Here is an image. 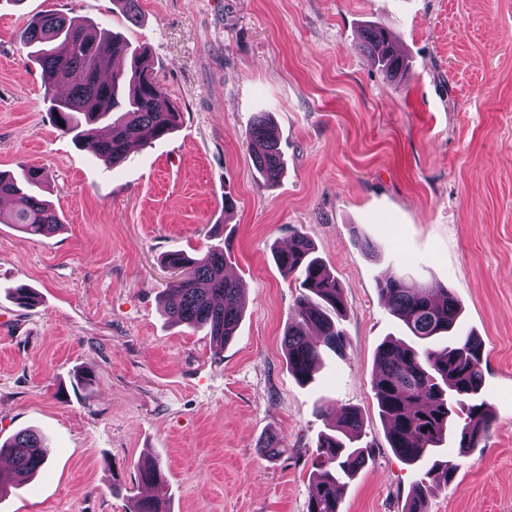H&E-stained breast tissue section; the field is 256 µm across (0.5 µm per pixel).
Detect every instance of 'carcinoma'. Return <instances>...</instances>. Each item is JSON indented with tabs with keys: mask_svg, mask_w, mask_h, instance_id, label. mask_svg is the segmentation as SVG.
I'll use <instances>...</instances> for the list:
<instances>
[{
	"mask_svg": "<svg viewBox=\"0 0 512 512\" xmlns=\"http://www.w3.org/2000/svg\"><path fill=\"white\" fill-rule=\"evenodd\" d=\"M126 21L139 22V0H112ZM21 40L27 57L40 69L46 89L69 84L64 96L51 97L55 128L72 136L76 144L116 167L129 144L143 145L178 129L183 112L159 81L147 52L91 21L57 12L29 21ZM362 50L386 77L407 69L404 55L396 51L389 33L372 28L365 32ZM130 54L127 71L112 69L118 55ZM253 161L262 177L273 183L284 169V158L273 133L269 113L256 115L250 125ZM48 174L36 167L0 173V194L13 200L9 220L26 233L41 235L62 224L53 205L40 198ZM230 243L191 257L181 250L167 253L163 261L182 275L172 282L176 300L167 304L171 322L206 330L221 353L235 336L243 313L241 289L224 274ZM281 271L300 280L284 333L288 371L301 383L312 380L321 360V348L343 355L347 346L340 320L346 305L342 289L315 248L304 235H296L286 249L274 250ZM379 293L390 312L404 324L413 343L389 340L378 346L372 390L386 424L390 448L407 464L427 467L425 475L449 483L456 467L434 458L443 439L464 455L486 441L494 420L482 399L483 344L473 334L454 332L460 300L448 288H426L403 276L378 282ZM363 423L347 408L323 433L317 447L316 476L308 512H341L345 484L365 465L369 448L357 445ZM0 457L11 468L0 470V496L24 485L46 468L44 437L22 430L0 442ZM138 482L153 489L148 496L132 498L130 512H170L168 481L158 459L147 457L137 465ZM430 488L415 486L404 512H426Z\"/></svg>",
	"mask_w": 512,
	"mask_h": 512,
	"instance_id": "obj_1",
	"label": "carcinoma"
}]
</instances>
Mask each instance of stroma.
<instances>
[{
  "instance_id": "obj_1",
  "label": "stroma",
  "mask_w": 512,
  "mask_h": 512,
  "mask_svg": "<svg viewBox=\"0 0 512 512\" xmlns=\"http://www.w3.org/2000/svg\"><path fill=\"white\" fill-rule=\"evenodd\" d=\"M78 15L146 47L182 126L108 168L50 115L20 41L47 12ZM0 0V171L49 175L63 224L42 236L0 224V441L46 439L49 467L0 512H129L120 478L159 457L171 512H307L318 439L345 408L370 458L343 512H403L420 467L390 448L371 388L376 350L405 338L378 291L399 272L450 288L483 342L495 422L436 484L427 512H512V0ZM384 28L408 60L388 81L360 51ZM271 113L284 172L256 170L248 129ZM236 200L225 210L224 196ZM314 243L343 288L344 355L311 384L289 373L283 335L299 282L273 251ZM231 240L244 289L235 337L170 322L163 256ZM32 288L18 307L9 290ZM89 372L84 387L75 379ZM285 449L266 456L261 439Z\"/></svg>"
}]
</instances>
